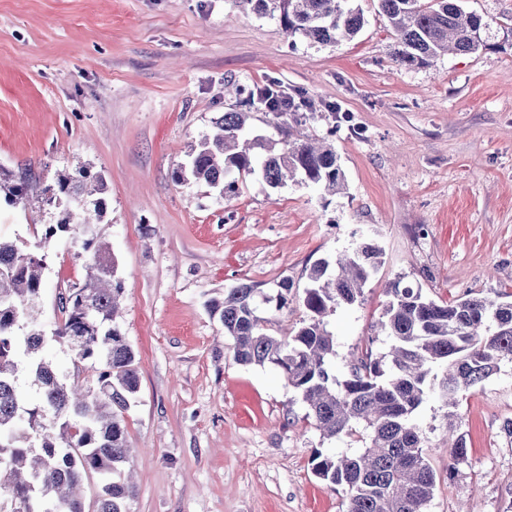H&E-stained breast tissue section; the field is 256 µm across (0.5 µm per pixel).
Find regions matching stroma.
Listing matches in <instances>:
<instances>
[{"mask_svg":"<svg viewBox=\"0 0 512 512\" xmlns=\"http://www.w3.org/2000/svg\"><path fill=\"white\" fill-rule=\"evenodd\" d=\"M352 39L321 46L235 0H0V166L38 188L85 165L103 178L98 231L127 290L119 324L136 355L126 413L136 492L127 512H345V496L311 472L324 439L279 373L244 366L206 303L251 282L288 309L265 306L271 332L293 331L310 266L359 239L382 264L360 304L329 318L336 371L352 353L383 354L387 282L421 284L435 300L512 291V0H463L487 24L486 49L436 66L390 59L376 0ZM306 94L324 117L308 132L334 146L345 188H271L258 177L223 196L175 177L189 142L266 86ZM41 203L0 201V237L42 246L48 270L40 323L92 262L70 234L42 242ZM471 449L448 472V409L428 396L413 415L437 474L426 512H505L512 503V362L460 409Z\"/></svg>","mask_w":512,"mask_h":512,"instance_id":"1","label":"stroma"}]
</instances>
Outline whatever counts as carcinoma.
I'll use <instances>...</instances> for the list:
<instances>
[{
  "label": "carcinoma",
  "mask_w": 512,
  "mask_h": 512,
  "mask_svg": "<svg viewBox=\"0 0 512 512\" xmlns=\"http://www.w3.org/2000/svg\"><path fill=\"white\" fill-rule=\"evenodd\" d=\"M356 0H236L258 15L279 16L288 35L322 46L357 35L365 17ZM393 39L391 60L407 69L429 67L448 51L469 54L486 47L482 17L461 0H377ZM271 86L249 94L241 105L259 102L273 115L270 135L256 134L248 111L226 112L212 121L211 133L186 151L178 180L205 183L234 194L253 175L278 188L290 182L336 193L344 175L336 151L302 126L315 119L314 102L288 98ZM101 176L85 166L57 175L42 199L54 223L44 241L75 231L92 253L84 283L58 295L61 318L51 335L38 327L46 254L22 250L0 239V512H126L133 487L114 479L129 462L125 413L139 391L135 354L116 323L125 288L115 262L97 233L85 234L103 217ZM33 195L27 173L0 168V196L26 207ZM382 263V250L362 241L332 261L317 260L307 274L302 303L307 319L294 332L269 333L260 306L288 308L293 283H278L268 296L247 283L224 290L207 303L210 316L232 340L242 365L270 366L307 407L306 417L325 439L358 444L350 455L312 450L313 474L346 494L345 512H426L437 475L424 451V437L412 416L432 394L459 421L463 394L512 361V293L491 299L464 294L449 301L428 297L419 284L398 277L385 286L381 328L387 353L367 348L336 375L334 335L327 317L342 306L362 302L364 286ZM54 341L67 347L77 365H100L95 383L62 373L44 351ZM26 379L40 401L21 389ZM96 477L101 491L93 503L82 494Z\"/></svg>",
  "instance_id": "1"
}]
</instances>
